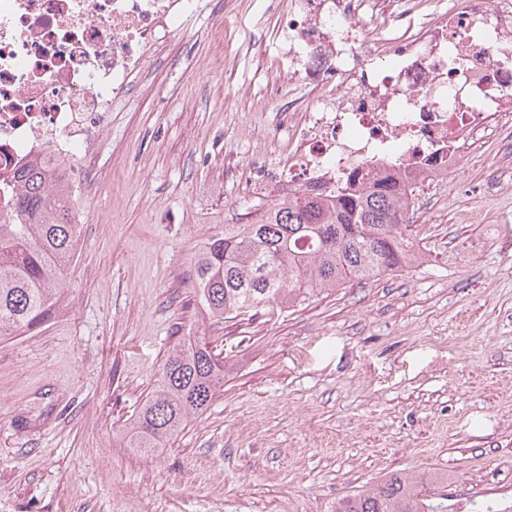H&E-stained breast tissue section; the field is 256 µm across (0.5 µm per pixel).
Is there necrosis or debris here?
<instances>
[{
    "label": "necrosis or debris",
    "instance_id": "obj_1",
    "mask_svg": "<svg viewBox=\"0 0 512 512\" xmlns=\"http://www.w3.org/2000/svg\"><path fill=\"white\" fill-rule=\"evenodd\" d=\"M200 0H0V211L21 165L90 179L84 161L114 100L156 42ZM389 0H292L280 19L281 82L318 89L288 120L283 192L350 182L405 192L456 168L469 139L512 126V0H458L435 14L405 0L397 30L375 27Z\"/></svg>",
    "mask_w": 512,
    "mask_h": 512
}]
</instances>
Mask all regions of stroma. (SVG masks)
Instances as JSON below:
<instances>
[{"label":"stroma","mask_w":512,"mask_h":512,"mask_svg":"<svg viewBox=\"0 0 512 512\" xmlns=\"http://www.w3.org/2000/svg\"><path fill=\"white\" fill-rule=\"evenodd\" d=\"M201 0L91 145L81 231L49 314L0 341V512H331L399 473L473 498L512 476V127L414 197L415 261L303 306L205 321L192 259L280 199L278 18ZM224 390L166 448L124 428L180 337Z\"/></svg>","instance_id":"35a3bbf8"}]
</instances>
